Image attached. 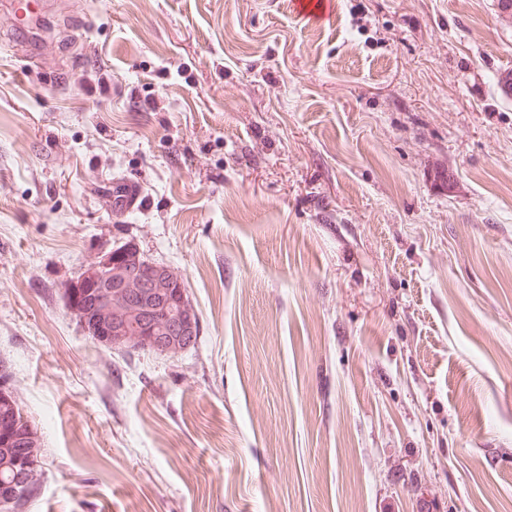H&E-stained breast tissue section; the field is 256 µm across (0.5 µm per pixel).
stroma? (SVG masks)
Returning <instances> with one entry per match:
<instances>
[{"label": "stroma", "instance_id": "1", "mask_svg": "<svg viewBox=\"0 0 512 512\" xmlns=\"http://www.w3.org/2000/svg\"><path fill=\"white\" fill-rule=\"evenodd\" d=\"M0 11V363L29 512H512V19L498 0ZM116 178L141 208L113 218ZM179 272L176 356L64 304L119 243ZM332 2L329 0H295L292 6L297 15L308 21H320L329 13Z\"/></svg>", "mask_w": 512, "mask_h": 512}]
</instances>
